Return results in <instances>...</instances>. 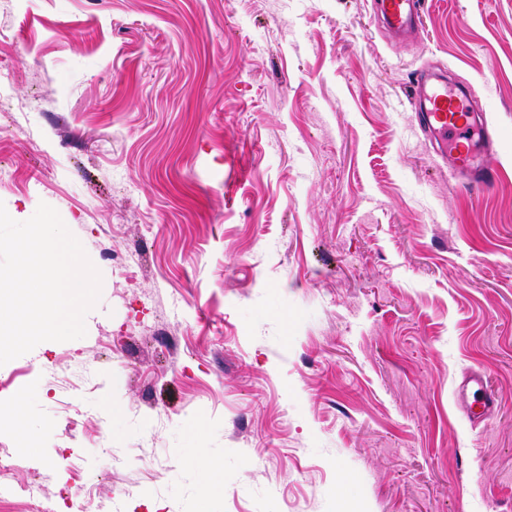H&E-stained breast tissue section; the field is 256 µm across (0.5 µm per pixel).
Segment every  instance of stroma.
I'll return each mask as SVG.
<instances>
[{"label": "stroma", "instance_id": "stroma-1", "mask_svg": "<svg viewBox=\"0 0 512 512\" xmlns=\"http://www.w3.org/2000/svg\"><path fill=\"white\" fill-rule=\"evenodd\" d=\"M425 70L482 106L491 186L420 129ZM0 79V203L55 208L102 275L85 337L0 366L14 488L512 512V0H423L406 39L375 0H0ZM459 405L473 415H488L495 409V399L484 375L472 372L466 376L456 391Z\"/></svg>", "mask_w": 512, "mask_h": 512}]
</instances>
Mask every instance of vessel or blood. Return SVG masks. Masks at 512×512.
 I'll return each instance as SVG.
<instances>
[{
    "instance_id": "1",
    "label": "vessel or blood",
    "mask_w": 512,
    "mask_h": 512,
    "mask_svg": "<svg viewBox=\"0 0 512 512\" xmlns=\"http://www.w3.org/2000/svg\"><path fill=\"white\" fill-rule=\"evenodd\" d=\"M418 0H377L388 28L397 34L409 31L417 16ZM420 125L441 138L457 170L472 182L488 184L489 176L478 163L475 139H489L480 120L468 117L469 105L459 94L450 92L444 80L418 82L415 90ZM459 405L473 415H488L495 409V399L482 373L466 376L456 391Z\"/></svg>"
}]
</instances>
